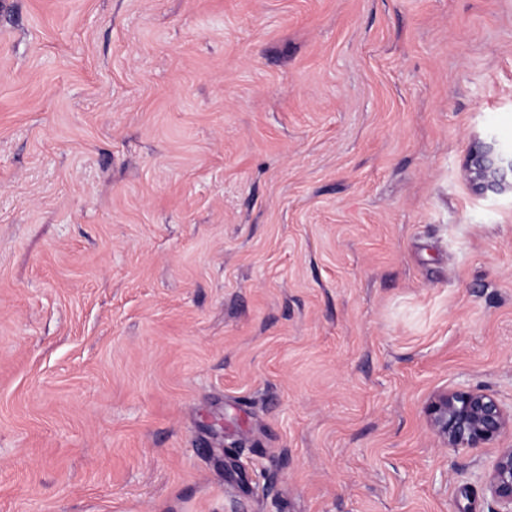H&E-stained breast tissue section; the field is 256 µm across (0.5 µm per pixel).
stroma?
<instances>
[{"mask_svg":"<svg viewBox=\"0 0 512 512\" xmlns=\"http://www.w3.org/2000/svg\"><path fill=\"white\" fill-rule=\"evenodd\" d=\"M512 0L0 11V512H498ZM465 175L478 192L512 195V150L492 144L474 145L465 164ZM434 434L445 448H481L512 438V409L506 410L491 394L480 388L459 387L437 394L426 410Z\"/></svg>","mask_w":512,"mask_h":512,"instance_id":"35a3bbf8","label":"stroma"}]
</instances>
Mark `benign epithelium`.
Returning a JSON list of instances; mask_svg holds the SVG:
<instances>
[{"mask_svg": "<svg viewBox=\"0 0 512 512\" xmlns=\"http://www.w3.org/2000/svg\"><path fill=\"white\" fill-rule=\"evenodd\" d=\"M465 175L478 192L512 193V151L492 144L474 145ZM427 420L444 447L451 450L480 448L505 435L512 436V410H506L480 388L459 387L437 394L426 410ZM487 488L512 512V444L502 449L487 475Z\"/></svg>", "mask_w": 512, "mask_h": 512, "instance_id": "obj_1", "label": "benign epithelium"}]
</instances>
